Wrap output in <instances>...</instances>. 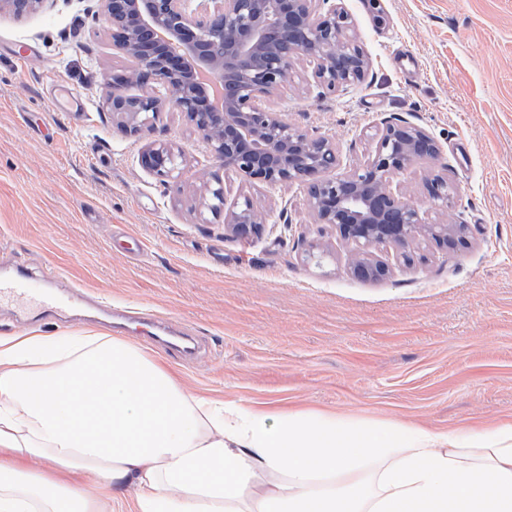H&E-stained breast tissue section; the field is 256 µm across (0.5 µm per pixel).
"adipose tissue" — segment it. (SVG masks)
<instances>
[{"label":"adipose tissue","instance_id":"ef3b65f1","mask_svg":"<svg viewBox=\"0 0 512 512\" xmlns=\"http://www.w3.org/2000/svg\"><path fill=\"white\" fill-rule=\"evenodd\" d=\"M512 512V422L277 418L107 335L0 341V512Z\"/></svg>","mask_w":512,"mask_h":512}]
</instances>
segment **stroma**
<instances>
[{
	"label": "stroma",
	"mask_w": 512,
	"mask_h": 512,
	"mask_svg": "<svg viewBox=\"0 0 512 512\" xmlns=\"http://www.w3.org/2000/svg\"><path fill=\"white\" fill-rule=\"evenodd\" d=\"M92 5L0 14V265H52L113 304L168 315L200 350L156 358L195 395L434 431L512 421V0H344L364 80L323 97L300 63L267 100L332 138L341 174L385 118L439 144L468 243L420 242L408 266L385 249L394 269L379 280L348 273L346 246L312 221L307 183L233 179L232 195L266 215L240 237L201 203L200 183L224 168L182 114L159 112L136 137L117 127L107 81L130 62ZM21 45L36 60L17 62ZM402 53L415 66L399 69ZM155 141L177 145L178 178L142 167ZM111 332L94 301L59 319L0 305V337Z\"/></svg>",
	"instance_id": "35a3bbf8"
}]
</instances>
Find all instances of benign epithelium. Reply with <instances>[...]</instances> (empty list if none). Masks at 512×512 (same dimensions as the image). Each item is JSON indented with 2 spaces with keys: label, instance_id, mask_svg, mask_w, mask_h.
<instances>
[{
  "label": "benign epithelium",
  "instance_id": "1",
  "mask_svg": "<svg viewBox=\"0 0 512 512\" xmlns=\"http://www.w3.org/2000/svg\"><path fill=\"white\" fill-rule=\"evenodd\" d=\"M56 0H0V13L36 14ZM91 18L112 34L113 46L132 63L112 77L107 104L116 124L130 135L141 132L148 114H184L200 132L224 173L267 186L310 184L309 211L316 224H328L354 246L350 269L358 277H386L378 258L386 247L411 260L420 239L437 248L465 242L466 224L430 222L424 206L448 209L457 187L434 138L421 126L384 120L375 149L362 164L335 178L320 174L339 165L336 144L286 121L263 100L287 86L297 62L311 67L322 95L362 80L369 60L357 43L343 0H95ZM151 84L171 92L129 96L123 84ZM179 151L154 143L141 162L159 177L178 169ZM439 162L422 180L425 205L405 199L391 185L417 159ZM213 210L224 209V223L248 236L262 230V213L244 195L226 207L223 181L207 186Z\"/></svg>",
  "mask_w": 512,
  "mask_h": 512
}]
</instances>
